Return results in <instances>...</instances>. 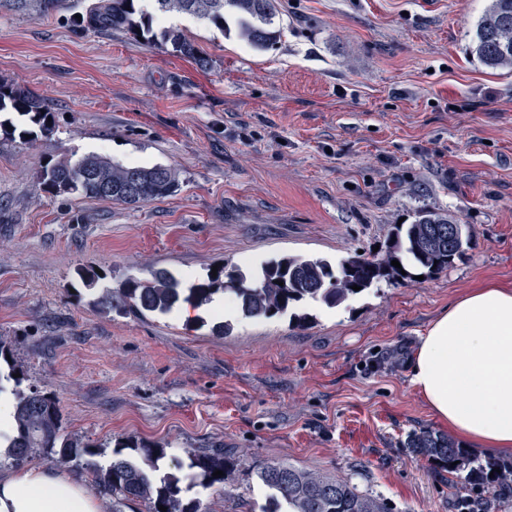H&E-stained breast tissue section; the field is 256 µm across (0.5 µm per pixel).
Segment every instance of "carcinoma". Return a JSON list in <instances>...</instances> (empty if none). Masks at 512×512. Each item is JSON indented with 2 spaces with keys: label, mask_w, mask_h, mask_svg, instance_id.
<instances>
[{
  "label": "carcinoma",
  "mask_w": 512,
  "mask_h": 512,
  "mask_svg": "<svg viewBox=\"0 0 512 512\" xmlns=\"http://www.w3.org/2000/svg\"><path fill=\"white\" fill-rule=\"evenodd\" d=\"M142 0H86L79 26L101 33H131L147 42L162 39L184 56L205 67L208 59L180 32H153V14L185 13L224 28L226 15L236 19V35L256 51L281 42L284 28L277 22L279 0H150L153 11L139 6ZM65 0H0V11L34 18L51 16L64 8ZM468 53L492 71L512 73V0H489L477 22ZM17 112L35 126L21 137L52 132V113L41 99L24 89L0 84V113ZM179 173L166 165L125 166L110 158L88 154L75 162L61 160L42 167L39 190L54 197L93 198L137 206L175 193ZM474 231L446 213L421 210L411 224L393 226L384 247L373 255L355 254L332 262L325 258L283 255L261 261L246 271L221 268L188 286L164 268L151 270L146 279L129 278L122 287L102 288L100 304L139 317L166 315L184 303L195 307L212 303L215 296H234L238 314L245 319L286 315L300 327L314 319L308 304L336 307L384 280L411 282L415 276L431 277L452 266L472 244ZM396 260L397 268L391 265ZM78 276L86 289L95 290L106 275L82 268ZM283 285H278V282ZM357 285L360 291L352 286ZM10 347L0 340V363L8 368L6 380L14 383L12 432L3 437L10 465H24L44 454L59 466L79 465L97 455L96 448L80 436L65 435L64 415L51 392L19 389ZM405 447L430 464L448 469L473 485L512 486V460L483 461L447 436L428 429L410 432ZM166 458L165 448L133 439L120 441L106 465L92 468L91 488L112 501V512H125L132 503L148 504L149 512H199V501L186 499L177 472L157 475ZM188 488L208 490L227 483L242 461L222 448H196L189 452ZM223 471L216 478L213 473ZM257 483L267 493L263 512H392L378 495L360 490L349 481L328 478L284 462L255 468ZM167 510H160V506Z\"/></svg>",
  "instance_id": "carcinoma-1"
}]
</instances>
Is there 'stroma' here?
Returning a JSON list of instances; mask_svg holds the SVG:
<instances>
[{
  "label": "stroma",
  "mask_w": 512,
  "mask_h": 512,
  "mask_svg": "<svg viewBox=\"0 0 512 512\" xmlns=\"http://www.w3.org/2000/svg\"><path fill=\"white\" fill-rule=\"evenodd\" d=\"M281 42L259 52L192 20L207 67L124 33L0 13V82L53 114L49 136L0 134V338L27 389L58 398L65 431L108 462L132 437L168 459L223 447L243 461L200 512H263L253 466L349 481L393 512H512L416 459L414 430L447 433L409 383L421 334L470 288L512 287V75L467 52L488 0H279ZM99 154L179 173L172 196L127 207L43 193L50 161ZM431 209L471 225L455 263L381 283L313 324L212 306L138 318L95 304L75 270L118 287L165 268L183 282L282 255L337 260L384 245Z\"/></svg>",
  "instance_id": "stroma-1"
}]
</instances>
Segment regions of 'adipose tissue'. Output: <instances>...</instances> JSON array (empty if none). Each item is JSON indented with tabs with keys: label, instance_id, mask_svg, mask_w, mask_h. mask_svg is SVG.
Here are the masks:
<instances>
[{
	"label": "adipose tissue",
	"instance_id": "ef3b65f1",
	"mask_svg": "<svg viewBox=\"0 0 512 512\" xmlns=\"http://www.w3.org/2000/svg\"><path fill=\"white\" fill-rule=\"evenodd\" d=\"M410 385L464 443L512 453V289L474 288L428 326ZM0 512H99L75 477L39 466L0 471Z\"/></svg>",
	"mask_w": 512,
	"mask_h": 512
}]
</instances>
